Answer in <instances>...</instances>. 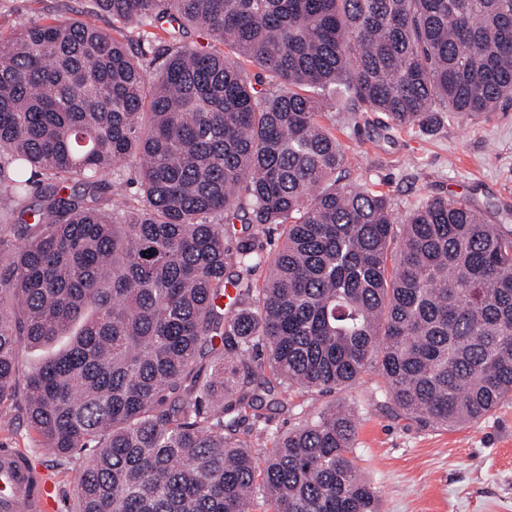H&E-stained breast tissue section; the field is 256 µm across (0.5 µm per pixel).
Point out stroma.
<instances>
[{
  "instance_id": "obj_1",
  "label": "stroma",
  "mask_w": 512,
  "mask_h": 512,
  "mask_svg": "<svg viewBox=\"0 0 512 512\" xmlns=\"http://www.w3.org/2000/svg\"><path fill=\"white\" fill-rule=\"evenodd\" d=\"M91 0H0V35L32 22L112 19L91 16ZM322 123L336 132L350 180L386 192L396 218L428 196L465 197L486 222L512 225V106L477 122L444 118L429 130L399 129L379 112L327 109ZM376 371L335 396L314 393L318 410L351 403L359 423L357 463L378 489L382 512H512V402L457 428H421L363 399ZM24 402L0 410V448L27 452L56 486L50 512H75L77 470L45 450L24 418Z\"/></svg>"
}]
</instances>
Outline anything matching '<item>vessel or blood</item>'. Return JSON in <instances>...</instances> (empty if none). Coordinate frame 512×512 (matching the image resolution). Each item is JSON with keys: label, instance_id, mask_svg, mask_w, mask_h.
<instances>
[{"label": "vessel or blood", "instance_id": "1", "mask_svg": "<svg viewBox=\"0 0 512 512\" xmlns=\"http://www.w3.org/2000/svg\"><path fill=\"white\" fill-rule=\"evenodd\" d=\"M55 487L15 448H0V512H48Z\"/></svg>", "mask_w": 512, "mask_h": 512}]
</instances>
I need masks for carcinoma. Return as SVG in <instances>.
I'll list each match as a JSON object with an SVG mask.
<instances>
[{
  "label": "carcinoma",
  "instance_id": "1",
  "mask_svg": "<svg viewBox=\"0 0 512 512\" xmlns=\"http://www.w3.org/2000/svg\"><path fill=\"white\" fill-rule=\"evenodd\" d=\"M94 7L112 32L0 39V405L21 344L67 339L29 371L25 418L77 464V512H380L354 410L305 396L374 368L365 402L420 427L511 402L512 230L441 196L396 221L320 118L498 111L512 0ZM151 28L168 36L153 74L129 51ZM128 162L133 203L112 197ZM282 410L300 419L285 434Z\"/></svg>",
  "mask_w": 512,
  "mask_h": 512
}]
</instances>
